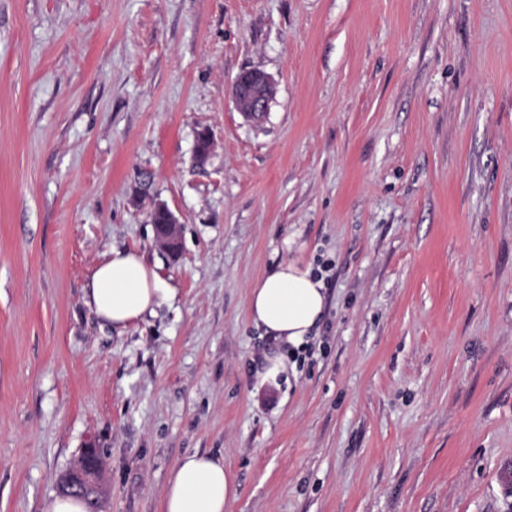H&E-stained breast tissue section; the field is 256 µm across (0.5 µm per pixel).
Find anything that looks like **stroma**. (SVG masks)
Segmentation results:
<instances>
[{
    "label": "stroma",
    "instance_id": "obj_1",
    "mask_svg": "<svg viewBox=\"0 0 512 512\" xmlns=\"http://www.w3.org/2000/svg\"><path fill=\"white\" fill-rule=\"evenodd\" d=\"M115 248L174 291L125 329L84 301ZM286 260L327 310L264 382ZM87 448L99 512L194 452L228 512H512V0H0V512ZM275 94L273 79L261 71L241 74L231 89L234 108L244 117L261 120ZM296 362L289 365L287 357L279 351L265 357L263 371H259L258 375L262 381L268 379H276L281 374H287L289 370L294 373Z\"/></svg>",
    "mask_w": 512,
    "mask_h": 512
}]
</instances>
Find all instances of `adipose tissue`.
I'll list each match as a JSON object with an SVG mask.
<instances>
[{
  "label": "adipose tissue",
  "instance_id": "adipose-tissue-1",
  "mask_svg": "<svg viewBox=\"0 0 512 512\" xmlns=\"http://www.w3.org/2000/svg\"><path fill=\"white\" fill-rule=\"evenodd\" d=\"M163 293L157 272L142 254L115 249L95 269L85 288V303L102 324L124 329L153 313ZM326 303L324 281L295 261L281 262L252 285L249 318L279 347L278 352L266 356L261 379L289 372L288 353L307 344ZM235 496L223 459L196 452L176 464L162 508L163 512H225Z\"/></svg>",
  "mask_w": 512,
  "mask_h": 512
}]
</instances>
